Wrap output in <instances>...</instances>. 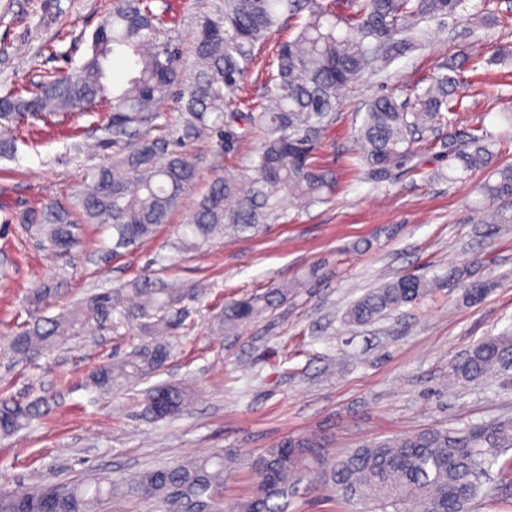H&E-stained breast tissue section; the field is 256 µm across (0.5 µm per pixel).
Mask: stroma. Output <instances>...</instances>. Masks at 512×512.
<instances>
[{
  "label": "stroma",
  "mask_w": 512,
  "mask_h": 512,
  "mask_svg": "<svg viewBox=\"0 0 512 512\" xmlns=\"http://www.w3.org/2000/svg\"><path fill=\"white\" fill-rule=\"evenodd\" d=\"M44 2L0 0V83L32 91L43 72L80 65L113 0H58L50 10ZM188 3L155 0L178 18L173 42L184 64L210 0L194 10ZM501 48L512 52V0H470L467 14L436 27L429 47L340 90L335 119L316 148L336 181L326 202L288 208L257 233L218 238L183 255L172 248L177 226L214 178L244 170L261 133L230 154L214 136L188 143L199 178L150 241L116 251L111 229L81 224L80 247L60 257L18 218L71 204L109 155L97 148L88 117L76 113L49 128L38 122L17 129L15 153L0 157V394L24 402L45 396L49 408L0 438V490L69 487L100 474L118 481L225 448L244 457L290 436H318L337 455L404 432L511 418L512 390L452 385L448 373L453 359L512 325V196L485 201L480 186L488 170L455 179L438 149L447 135L465 139L481 122L497 141L493 166L512 164V128L498 118L512 107V55L496 59ZM465 53L484 64L456 89L454 123L424 132L417 167L371 179L355 140L368 101L405 99L410 88L428 86L448 58ZM491 223L498 226L493 235ZM452 267L487 284V294L470 302L462 287L450 286L363 326L340 321L350 302L385 281ZM145 278L204 289L185 300L189 316L170 339L173 356L161 374L112 391L89 385L94 367L142 341L138 321L116 313L52 352L21 358L9 349V336L88 293L119 290L126 305L135 304L132 284ZM295 281L300 287L286 303L235 335L218 333L225 297ZM42 286L52 294L37 306L30 296ZM162 382L191 383L198 396L177 419H146L139 402Z\"/></svg>",
  "instance_id": "obj_1"
}]
</instances>
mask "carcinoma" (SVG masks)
<instances>
[{
  "label": "carcinoma",
  "mask_w": 512,
  "mask_h": 512,
  "mask_svg": "<svg viewBox=\"0 0 512 512\" xmlns=\"http://www.w3.org/2000/svg\"><path fill=\"white\" fill-rule=\"evenodd\" d=\"M467 0H217L198 17L188 73L179 65L172 32L178 19L158 13L154 0H117L112 16L91 38L90 56L73 72L45 75L37 92L0 91V155L15 150L8 137L23 120L49 121L52 116L79 112L94 118L104 131L100 147L112 151L111 161L96 168L75 205L85 224H109L114 248L152 238L197 181L196 159L185 147L206 133L233 145L260 128L264 140L248 170L235 179L216 178L196 203L177 234V248L192 250L223 235L256 232L265 220L288 208L293 199L306 205L332 191L333 180L314 160L336 110L337 91L365 72H380L388 63L419 45L423 22L454 17ZM295 20L297 34L280 42L268 65V83L258 99L241 96V83L255 64L256 49L285 20ZM135 70L125 86L109 84L115 55ZM469 56L448 60L423 92L404 101L391 95L369 101L357 138L361 159L376 180L410 164L418 156L413 132L455 112L452 94L465 72L475 68ZM179 97L175 122H159V104ZM448 158L468 172L492 158L485 126L473 127L467 139L453 135L440 142ZM496 179L480 187L489 201L512 196V165L494 172ZM60 256L77 245L71 212L51 205L22 216ZM460 277L403 274L350 303L343 324L353 327L374 321L407 304H416L435 289ZM137 305L129 310L141 322L147 339L123 358L96 367L89 375L94 387L110 391L163 372L171 349L163 335H173L188 311L183 301L195 288L134 284ZM292 289L272 287L262 295L224 302L219 329L234 334L243 324L284 303ZM122 297L110 290L94 293L76 307L52 318L34 321L10 340L13 352L26 355L50 350L81 335L91 322L102 325ZM458 382L498 378L512 384V331L488 335L450 364ZM194 399L186 383L149 388L142 412L151 419L180 416ZM45 400L23 404L0 396V437H8L40 414ZM512 419L432 428L364 443L344 454L327 452L315 438L288 437L241 464L226 450L146 471L135 477L139 492L160 504L161 512H290L293 500L316 483L357 512H471L484 493L485 479L498 470L499 493L512 487ZM251 476L249 496L231 503L224 488L241 467ZM112 498V477L101 475L53 493L39 484L21 493L0 492V512H94V505Z\"/></svg>",
  "instance_id": "obj_1"
}]
</instances>
